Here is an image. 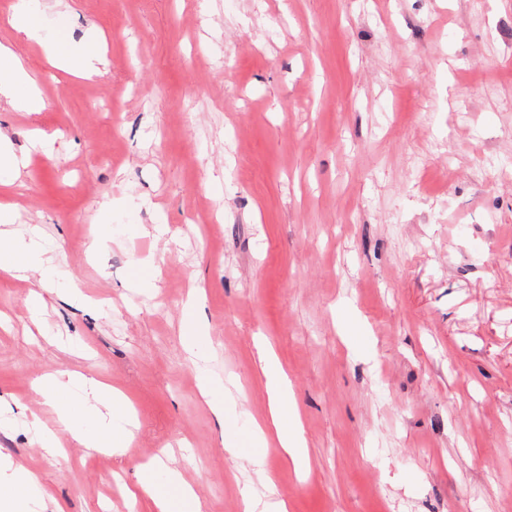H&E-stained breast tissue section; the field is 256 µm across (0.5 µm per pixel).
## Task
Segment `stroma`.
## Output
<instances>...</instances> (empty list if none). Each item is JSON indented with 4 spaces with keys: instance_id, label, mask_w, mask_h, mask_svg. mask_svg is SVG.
I'll return each mask as SVG.
<instances>
[{
    "instance_id": "obj_1",
    "label": "stroma",
    "mask_w": 512,
    "mask_h": 512,
    "mask_svg": "<svg viewBox=\"0 0 512 512\" xmlns=\"http://www.w3.org/2000/svg\"><path fill=\"white\" fill-rule=\"evenodd\" d=\"M32 7L45 37L103 34L104 74L51 68L9 23ZM0 43L45 100L0 104V242L46 263L0 275V394L43 412L66 371L138 424L128 455L57 459L6 414L1 456L64 512H149L107 485L150 461L200 512L267 472L289 512H512V0H0ZM262 339L302 471L259 434Z\"/></svg>"
}]
</instances>
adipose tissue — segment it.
Segmentation results:
<instances>
[{
	"label": "adipose tissue",
	"mask_w": 512,
	"mask_h": 512,
	"mask_svg": "<svg viewBox=\"0 0 512 512\" xmlns=\"http://www.w3.org/2000/svg\"><path fill=\"white\" fill-rule=\"evenodd\" d=\"M10 24L25 36L40 41L51 66L86 79L99 75L102 48L98 36L91 34L78 42L42 38L39 21L27 11L12 16ZM0 99L17 112H38L44 107L41 93L22 59L3 44H0ZM258 351L269 394V417L263 435L281 448L295 465H302L306 456V443L289 404L288 377L266 345H259ZM83 385L105 408V416L94 431L88 432L73 424L69 409L61 404L55 407L54 428H45L40 415H32L33 426L44 432V454L62 456L63 451L58 446V437L62 434L70 435L79 447L90 452L106 451L117 455L129 453L132 431L126 429L119 432L113 425L115 419L128 414L127 399L113 391L110 385L92 378L84 379ZM39 486L40 477L35 471L0 457V512H30L32 492Z\"/></svg>",
	"instance_id": "ef3b65f1"
}]
</instances>
